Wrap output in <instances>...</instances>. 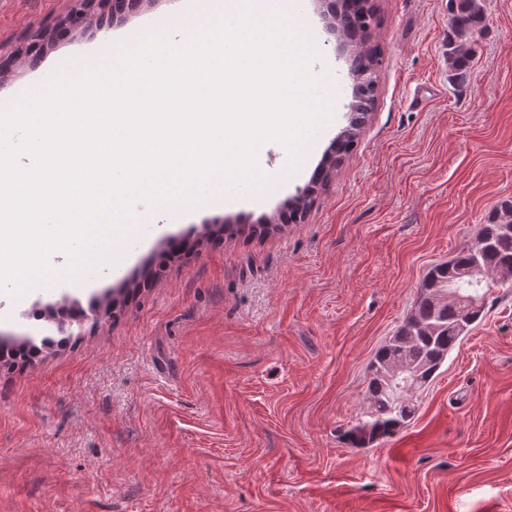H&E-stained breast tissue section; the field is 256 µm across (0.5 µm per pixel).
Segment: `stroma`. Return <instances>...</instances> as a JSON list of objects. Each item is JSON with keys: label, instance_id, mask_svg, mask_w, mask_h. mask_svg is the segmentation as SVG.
Listing matches in <instances>:
<instances>
[{"label": "stroma", "instance_id": "stroma-1", "mask_svg": "<svg viewBox=\"0 0 512 512\" xmlns=\"http://www.w3.org/2000/svg\"><path fill=\"white\" fill-rule=\"evenodd\" d=\"M376 4L378 97L303 223L214 238L282 212L348 124V54L320 0L293 13L333 119L297 153L260 145L263 194L226 185L225 204L82 252L76 286L0 292V336L54 340L31 364L0 362V512H512V286L492 290L409 427L366 448L342 438L427 271L512 198V0H485L461 84L446 54L450 0ZM71 6L0 0V56ZM181 13V0H143L57 42L0 79V110L19 87L42 92L59 62L86 71L107 37ZM188 237L194 247L175 251ZM162 254L167 272L151 281ZM107 297L118 321L95 316ZM64 301L79 312L66 330L31 316ZM284 225L287 224H267L266 222L261 224H224V235L246 234L247 237L262 238Z\"/></svg>", "mask_w": 512, "mask_h": 512}]
</instances>
